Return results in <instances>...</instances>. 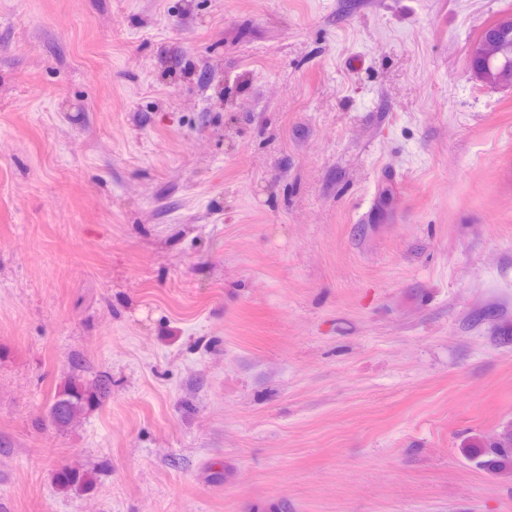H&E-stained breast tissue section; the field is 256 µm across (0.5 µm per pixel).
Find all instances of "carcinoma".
<instances>
[{
  "mask_svg": "<svg viewBox=\"0 0 512 512\" xmlns=\"http://www.w3.org/2000/svg\"><path fill=\"white\" fill-rule=\"evenodd\" d=\"M493 60V79L487 86L495 88L497 82L512 77V27L495 30L494 47L490 48ZM110 393V381L99 379L86 382L80 375L68 376L54 394L49 404V420L59 430L68 428L73 419L102 404ZM483 458L493 464V470L512 467V429H504L486 440L480 447ZM95 478L86 470L66 468L57 475L58 489L64 492H87L93 488Z\"/></svg>",
  "mask_w": 512,
  "mask_h": 512,
  "instance_id": "cac0c4a2",
  "label": "carcinoma"
}]
</instances>
